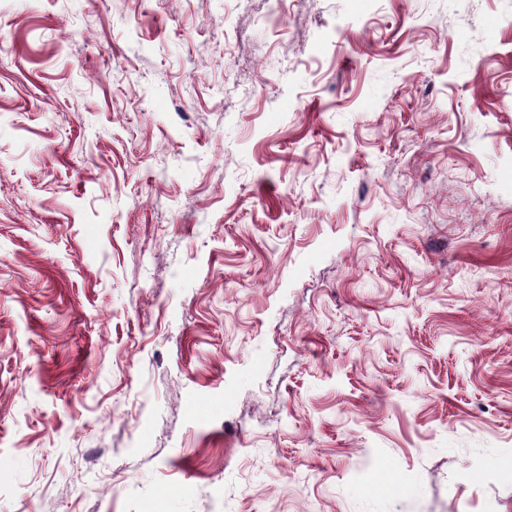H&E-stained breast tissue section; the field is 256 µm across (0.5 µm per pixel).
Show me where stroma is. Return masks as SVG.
Here are the masks:
<instances>
[{
	"label": "stroma",
	"instance_id": "stroma-1",
	"mask_svg": "<svg viewBox=\"0 0 512 512\" xmlns=\"http://www.w3.org/2000/svg\"><path fill=\"white\" fill-rule=\"evenodd\" d=\"M0 0V512H512V0Z\"/></svg>",
	"mask_w": 512,
	"mask_h": 512
}]
</instances>
